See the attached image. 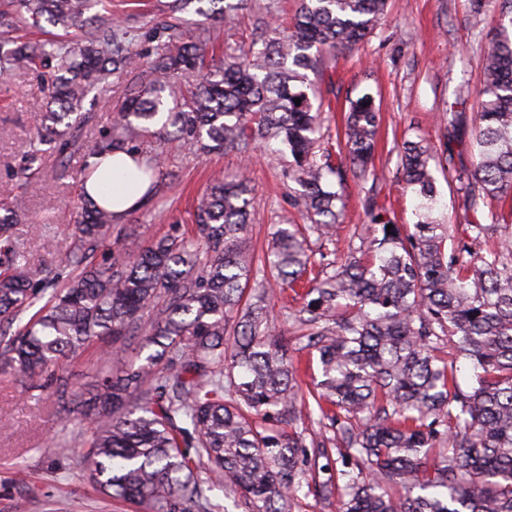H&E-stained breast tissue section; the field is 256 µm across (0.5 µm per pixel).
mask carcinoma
Segmentation results:
<instances>
[{
  "label": "carcinoma",
  "instance_id": "1",
  "mask_svg": "<svg viewBox=\"0 0 512 512\" xmlns=\"http://www.w3.org/2000/svg\"><path fill=\"white\" fill-rule=\"evenodd\" d=\"M99 2L0 0L3 69L39 67L50 77L22 177L41 170L39 145L60 153L76 145L91 93L137 70L139 87L115 105L91 154L134 153L140 139L158 140L141 168L149 196L162 183L171 143L201 154L277 144L291 157L294 205L309 223L276 225L265 263L253 265L250 180L239 171L200 195L193 236L169 234L131 255L109 244L112 211L83 194L65 258L74 273L37 281L1 202L0 370L25 382L46 377L65 401L80 397L59 374L65 361L94 347L110 366L109 337L136 339L148 351L80 402L92 434L55 447L71 449L102 493L149 512H217L208 492L220 482L243 512H296L303 485L318 499L338 496L339 512H512V223L490 210L485 222L466 225L470 243L459 241L456 225L434 216L432 171L448 174L474 214L512 192V0H501L509 24L483 54L473 164L451 147L460 112L448 113L440 152L405 141L398 181L421 200L417 221L392 224L371 196L366 247L342 256L331 249L342 211L333 184L377 182L381 116L366 93L350 103L338 152L320 146L307 71L372 34L387 0H301L284 29L264 21L265 0H168V19L155 23L168 40L151 53L112 12L87 17ZM195 3L199 25L247 10L264 22L263 34L209 63L208 40L181 31ZM44 23L79 36L37 44L17 35ZM494 239L496 246L472 252ZM314 267L291 313L301 329L292 346L276 330L271 293ZM248 287L252 301L244 300ZM300 351L317 353L320 363L308 392L298 381ZM460 358L476 370L468 390L457 380ZM333 439L340 470L327 451Z\"/></svg>",
  "mask_w": 512,
  "mask_h": 512
}]
</instances>
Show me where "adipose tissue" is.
Masks as SVG:
<instances>
[{
	"label": "adipose tissue",
	"mask_w": 512,
	"mask_h": 512,
	"mask_svg": "<svg viewBox=\"0 0 512 512\" xmlns=\"http://www.w3.org/2000/svg\"><path fill=\"white\" fill-rule=\"evenodd\" d=\"M137 173L132 157L120 152L98 165L85 181L84 190L120 217L143 202L148 184L137 180Z\"/></svg>",
	"instance_id": "1"
}]
</instances>
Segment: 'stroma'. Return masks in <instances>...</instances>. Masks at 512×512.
<instances>
[{
	"mask_svg": "<svg viewBox=\"0 0 512 512\" xmlns=\"http://www.w3.org/2000/svg\"><path fill=\"white\" fill-rule=\"evenodd\" d=\"M166 2L112 0V12L140 28L142 47L152 49L157 42L148 35L149 22L159 19ZM477 2L482 5L478 14L473 11ZM501 20L499 0H388L386 15L371 36L326 61L319 85L326 135L340 129L350 100L369 93L380 108L374 164L380 175L379 200L394 223H414L418 203L397 183L400 146L419 139L438 143L448 107L474 121L481 100L472 90L480 84L483 47ZM135 83V74H126L87 106L79 143L64 157L44 154L43 169L64 162L63 178L47 177L26 186L20 168L49 85L38 68L0 75V202L18 215L15 237L26 248L33 271L69 251L89 151L111 125L113 101ZM287 164V155L261 147L246 154L227 150L207 156L170 148L163 160L165 185L160 195L113 225L112 246L134 254L146 238L162 237L173 228L193 233L196 200L210 181L246 167L253 186L248 246L251 255L261 257L271 225L301 220L292 204L295 184L284 175ZM368 191V185L351 181L344 188L339 252H347L365 233ZM0 424L6 427L0 435V512H143L135 504L104 498L85 479L74 455L55 450L53 440L90 434L91 426L85 420L67 421L52 389L30 390L0 374Z\"/></svg>",
	"mask_w": 512,
	"mask_h": 512,
	"instance_id": "35a3bbf8",
	"label": "stroma"
}]
</instances>
